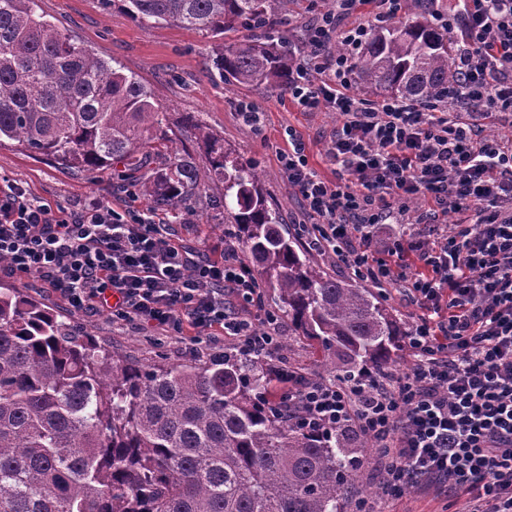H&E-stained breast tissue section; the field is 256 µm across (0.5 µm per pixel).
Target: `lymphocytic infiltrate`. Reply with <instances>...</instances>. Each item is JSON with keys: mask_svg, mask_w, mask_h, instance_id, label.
<instances>
[{"mask_svg": "<svg viewBox=\"0 0 512 512\" xmlns=\"http://www.w3.org/2000/svg\"><path fill=\"white\" fill-rule=\"evenodd\" d=\"M358 0L307 29L312 62H297L287 94L303 111L330 108L341 123L326 153L340 179L310 168L304 142L289 135L279 161L301 197L310 246L333 251L359 280L401 284L420 315L409 336L413 373L400 380L367 370L351 380L311 382L279 354L278 319L260 330L225 301H253L260 285L237 251L197 260L171 228L137 211L79 210L31 199L16 182L0 185V258L15 274L36 275L76 310H102L158 334L183 320L235 336L241 355L265 361L277 394L271 404L317 432L350 430L373 440L381 490L418 482L468 496L470 512H512V146L463 121L512 112V0H462L432 16L455 37L459 81L445 103L349 92L363 28L337 30ZM341 50L332 51V42ZM472 212L470 223L417 255L406 274L397 249L375 256L371 230L417 196Z\"/></svg>", "mask_w": 512, "mask_h": 512, "instance_id": "1", "label": "lymphocytic infiltrate"}]
</instances>
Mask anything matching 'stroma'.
<instances>
[{
	"mask_svg": "<svg viewBox=\"0 0 512 512\" xmlns=\"http://www.w3.org/2000/svg\"><path fill=\"white\" fill-rule=\"evenodd\" d=\"M36 2L39 12L79 44L150 87L170 129L172 151L192 157L203 192L178 211L157 209L141 195L136 178L128 175L122 165L93 174L80 173L35 159L13 142L0 145V179L17 182L31 198L53 205L69 207L80 202L104 205L120 213H148L156 223L170 225L198 257L217 258L221 250L239 247L240 242L229 233L224 185L215 177L204 146L191 139L183 127L185 113L192 112L226 150L259 171L269 206L278 212L288 234L299 236V226L308 217L300 196L284 177L279 153L288 147L289 132H296L306 146L311 168L324 181L336 182V167L329 161L326 149L341 121L338 113L326 108L304 112L282 91L225 83L209 67L221 40L204 32L142 24L120 10L104 8L100 0ZM335 7L334 0H288V23L283 30L295 56H309L306 28L318 15ZM245 103L258 108L259 128H251L240 119L238 110ZM464 219V214L446 211L430 198L420 196L408 202L400 223L375 227L372 247L382 257L397 241L408 251L427 246ZM0 286L21 289L60 320L91 333L113 354L145 366L205 364L215 351H235L234 338L217 328H196L187 323L183 326L184 342L159 341L148 327L116 323L102 312L72 309L37 276L13 274L1 263ZM279 336L281 354L307 380H334L327 351L318 341L298 335L287 317L279 319ZM190 337L198 340L196 350H189L186 344ZM350 451L359 457L364 479L348 487L344 512H357L359 501L378 498L383 501L384 512H469L465 497L439 496L420 486L396 496H382L376 449L361 447L354 439Z\"/></svg>",
	"mask_w": 512,
	"mask_h": 512,
	"instance_id": "stroma-1",
	"label": "stroma"
}]
</instances>
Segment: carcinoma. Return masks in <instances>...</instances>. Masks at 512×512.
<instances>
[{
  "mask_svg": "<svg viewBox=\"0 0 512 512\" xmlns=\"http://www.w3.org/2000/svg\"><path fill=\"white\" fill-rule=\"evenodd\" d=\"M287 0H102L137 22L215 37L271 30ZM430 0L378 31L354 60L367 91L432 102L448 97L457 50L430 24ZM286 37L224 44L211 70L257 88L288 87ZM151 89L92 54L36 0H0V143L79 172L122 163L139 190L176 211L202 192L194 162L176 155L144 171L171 142ZM231 199V224L257 274L299 335L340 350L347 379L382 367L407 335L368 288L314 268L285 237L257 170L224 150L196 119ZM269 378L232 356L204 366L145 367L60 321L17 288L0 289V512H342L358 477L329 431L309 432L271 410Z\"/></svg>",
  "mask_w": 512,
  "mask_h": 512,
  "instance_id": "cac0c4a2",
  "label": "carcinoma"
}]
</instances>
